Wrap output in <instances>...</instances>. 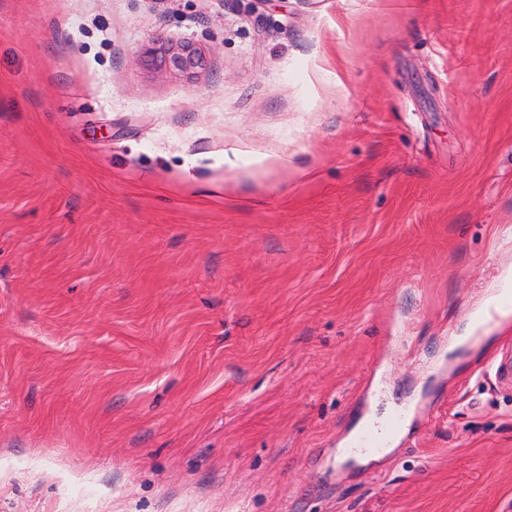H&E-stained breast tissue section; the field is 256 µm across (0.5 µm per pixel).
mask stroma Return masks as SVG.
<instances>
[{
  "label": "stroma",
  "instance_id": "stroma-1",
  "mask_svg": "<svg viewBox=\"0 0 512 512\" xmlns=\"http://www.w3.org/2000/svg\"><path fill=\"white\" fill-rule=\"evenodd\" d=\"M504 290L512 0H0V512H512ZM146 53L156 56L160 54L171 69L184 74H192L198 66L196 49L189 43L169 46L158 41L154 46L149 47ZM404 421L402 413L392 414L382 426H373L365 429L349 446L351 452L364 454H378L388 447L393 434Z\"/></svg>",
  "mask_w": 512,
  "mask_h": 512
}]
</instances>
